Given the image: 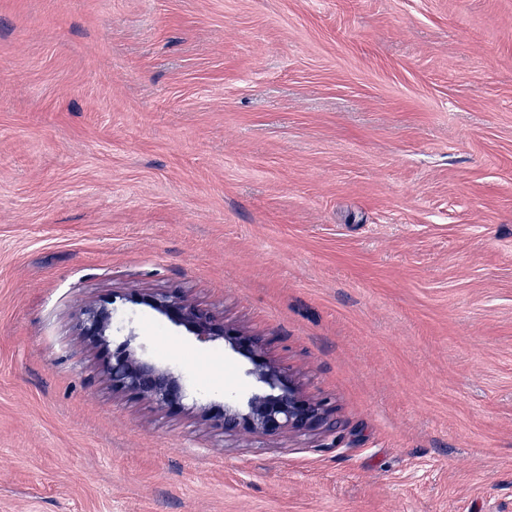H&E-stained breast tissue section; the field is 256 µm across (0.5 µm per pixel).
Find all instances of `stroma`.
I'll list each match as a JSON object with an SVG mask.
<instances>
[{
  "instance_id": "obj_1",
  "label": "stroma",
  "mask_w": 512,
  "mask_h": 512,
  "mask_svg": "<svg viewBox=\"0 0 512 512\" xmlns=\"http://www.w3.org/2000/svg\"><path fill=\"white\" fill-rule=\"evenodd\" d=\"M173 288L330 426L143 306L186 408L113 391ZM0 512H512V0H0ZM122 300L149 308L200 342L222 340L247 362L246 375L255 385L246 398L241 401L236 393L225 394L224 406L204 407L206 420L224 430V435L306 434L325 424L324 405L308 397L297 378L271 360L260 336L239 330L223 316L175 292L134 290L122 295ZM115 303L112 295L111 301L84 306L78 336L106 351L112 343L104 373L115 391L145 398L161 409L181 408L187 393L183 369L159 363L141 341L135 319L120 317Z\"/></svg>"
}]
</instances>
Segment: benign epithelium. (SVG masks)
<instances>
[{
	"mask_svg": "<svg viewBox=\"0 0 512 512\" xmlns=\"http://www.w3.org/2000/svg\"><path fill=\"white\" fill-rule=\"evenodd\" d=\"M122 299L149 308L200 342L222 340L244 359L255 385L246 398L224 395V405L204 408L211 424L232 434H306L327 420L324 405L308 397L297 378L269 357L264 340L224 321L185 295L169 291H130ZM116 300L90 303L81 310L79 336L95 348L112 350L104 373L118 392L145 398L161 409L182 407L187 388L184 371L163 365L141 341L135 319L119 316Z\"/></svg>",
	"mask_w": 512,
	"mask_h": 512,
	"instance_id": "7a95c632",
	"label": "benign epithelium"
}]
</instances>
